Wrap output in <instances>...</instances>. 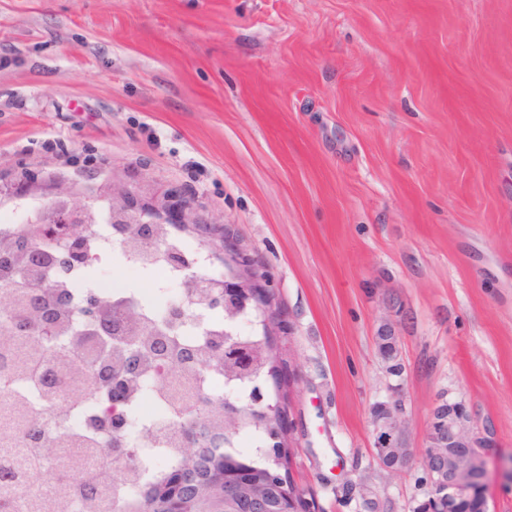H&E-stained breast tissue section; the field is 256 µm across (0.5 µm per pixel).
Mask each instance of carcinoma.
<instances>
[{"label": "carcinoma", "mask_w": 512, "mask_h": 512, "mask_svg": "<svg viewBox=\"0 0 512 512\" xmlns=\"http://www.w3.org/2000/svg\"><path fill=\"white\" fill-rule=\"evenodd\" d=\"M55 223L57 213L50 208L40 223L32 225L26 236L31 256L57 244L56 234L46 229V225ZM38 280L44 287H30L26 276L10 278L9 288L0 292V313L19 324L17 328H0V345L6 351L0 368L19 391L15 397L16 431L0 435V512H66L77 505L80 512H111L115 506L124 512H250L242 503L244 497L264 512L293 508L290 490L284 487L290 480L288 435L271 427L259 413L264 406L271 415L287 412L290 403L277 380L271 399L262 405L250 401L234 418L224 416L221 404L203 392L194 398L170 394L182 415L181 429L171 439L178 448V458L174 466L147 484H140V468L132 456L113 455V448L123 442V437L108 431L101 419L93 429L73 434L81 455L57 472L45 470L55 453L58 435L50 431L46 419L33 416L31 404H46L54 398L50 384L36 377V366L40 359L52 356L76 370L82 369L85 360L76 353V347L93 335L95 327L84 324L82 335L69 336L76 315L70 293L59 294L53 278L44 271ZM132 312L137 318L128 330L140 336L136 364L146 374L160 370L166 375L178 374L185 383L195 386L203 369L221 371L228 380L252 375L262 379L269 375V369L278 371L284 364L278 339L268 336L277 317L273 293L269 305L255 309L262 334L250 342L257 349L268 345L271 351L249 361L234 359L233 352L222 350L228 342L219 333L210 334L195 346L184 345L174 336L173 327L158 325L136 308ZM48 315L60 322L61 336L67 337L64 344L54 346L42 335ZM95 363L99 369L106 366L115 374L124 373L128 371L129 353H111V345L105 340ZM83 400L112 401L107 381L97 374L87 380L76 396V402ZM246 426L258 429L265 441L275 437L279 441L264 446L262 456L256 459L209 444L212 436L224 437L227 444ZM103 448L108 449L104 470L98 475L87 472L85 458ZM243 471L250 473L253 481L245 493L235 485V477ZM21 482L29 483L24 497L16 492Z\"/></svg>", "instance_id": "obj_1"}]
</instances>
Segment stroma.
<instances>
[{
	"mask_svg": "<svg viewBox=\"0 0 512 512\" xmlns=\"http://www.w3.org/2000/svg\"><path fill=\"white\" fill-rule=\"evenodd\" d=\"M31 173L177 190L264 266L319 512L422 498L376 459L386 323L411 446L449 390L512 454V0H0V181Z\"/></svg>",
	"mask_w": 512,
	"mask_h": 512,
	"instance_id": "obj_1",
	"label": "stroma"
}]
</instances>
